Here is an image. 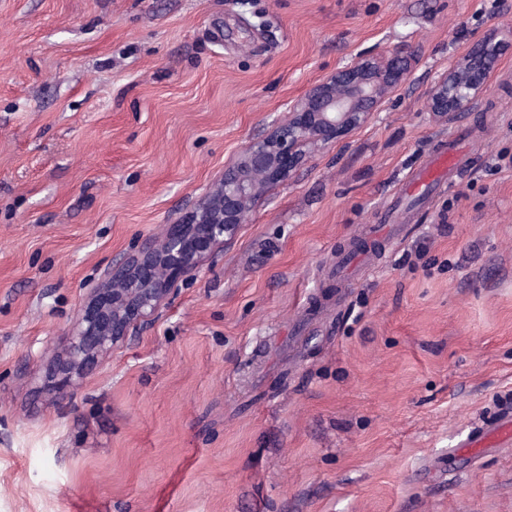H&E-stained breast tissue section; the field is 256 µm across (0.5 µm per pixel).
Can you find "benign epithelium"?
Segmentation results:
<instances>
[{
    "label": "benign epithelium",
    "mask_w": 512,
    "mask_h": 512,
    "mask_svg": "<svg viewBox=\"0 0 512 512\" xmlns=\"http://www.w3.org/2000/svg\"><path fill=\"white\" fill-rule=\"evenodd\" d=\"M502 47L501 34H483L432 86L427 109L436 117L467 111L486 91ZM419 49L408 45L371 53L315 82L288 107V118L250 141L224 168V176L182 223L168 225L104 270L74 325L64 333L61 353L47 369L51 379L76 385L88 369L122 342L131 326L148 319L171 294L178 276L194 270L212 245L234 238L242 217L271 173L287 179L304 161L303 147L335 145L366 124L405 81Z\"/></svg>",
    "instance_id": "1"
}]
</instances>
